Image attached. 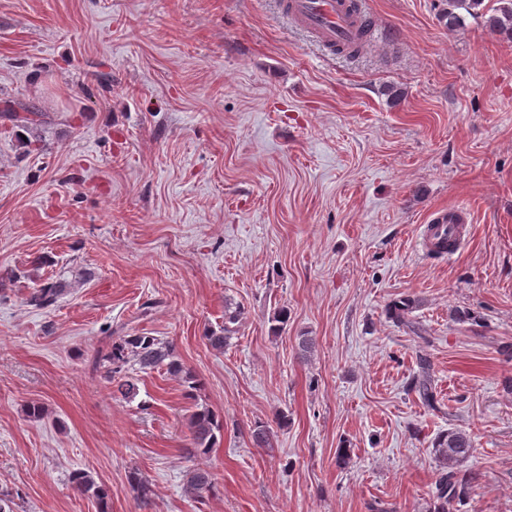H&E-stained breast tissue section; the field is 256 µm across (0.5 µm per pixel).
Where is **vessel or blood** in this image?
<instances>
[{
	"instance_id": "vessel-or-blood-1",
	"label": "vessel or blood",
	"mask_w": 512,
	"mask_h": 512,
	"mask_svg": "<svg viewBox=\"0 0 512 512\" xmlns=\"http://www.w3.org/2000/svg\"><path fill=\"white\" fill-rule=\"evenodd\" d=\"M279 5L297 27L328 50L348 48L359 40L365 19L361 0H280ZM471 221V211L464 206L436 211L422 226L423 243H445L447 255H455Z\"/></svg>"
}]
</instances>
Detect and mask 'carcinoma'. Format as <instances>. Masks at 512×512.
Instances as JSON below:
<instances>
[{
	"label": "carcinoma",
	"instance_id": "obj_1",
	"mask_svg": "<svg viewBox=\"0 0 512 512\" xmlns=\"http://www.w3.org/2000/svg\"><path fill=\"white\" fill-rule=\"evenodd\" d=\"M484 0H448V11L443 13L446 18V29L450 33L458 31L464 25L465 15L475 16ZM490 31L504 35L512 40V0H498V6L488 18ZM63 292L58 282H46L35 289L31 301L43 305L54 302ZM412 300L405 299L388 309L389 319L399 327L415 330L410 318ZM241 311L224 315V326L210 329L205 334L207 345L218 352H223L232 338L231 324L239 320ZM106 361L111 365L109 375L112 387L121 396L132 398L138 392L137 378L123 372L125 366L133 363L142 372L166 369L170 374L179 376L189 391L199 386V380L184 369L172 344L162 341L155 336L143 333L124 336L112 343L111 351L106 355ZM416 391L421 401L429 406H435L434 388L431 383L429 365L422 361L421 371L415 383ZM190 433L189 453L207 455L218 444V437L224 431L223 419L209 409L195 410L188 419ZM434 453L439 463V474L436 481V494L439 500L437 512H450L461 491L468 485L464 464L470 458L473 447L469 433L464 429H452L433 442ZM71 483L80 494L94 499L103 509H108L112 499V487L100 483L94 477L83 471H76L71 476ZM213 487V475L203 468H194L186 475L185 493L195 502L205 498Z\"/></svg>",
	"mask_w": 512,
	"mask_h": 512
}]
</instances>
